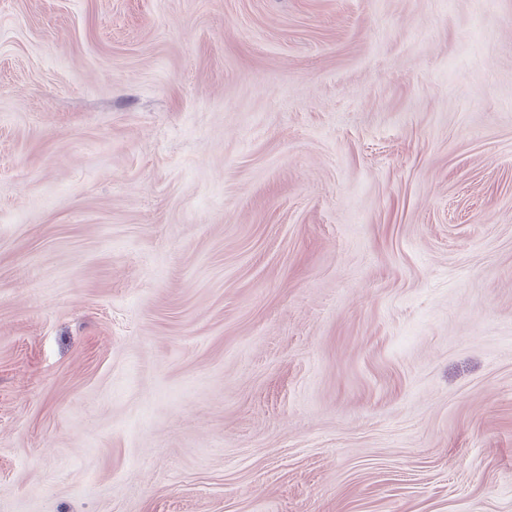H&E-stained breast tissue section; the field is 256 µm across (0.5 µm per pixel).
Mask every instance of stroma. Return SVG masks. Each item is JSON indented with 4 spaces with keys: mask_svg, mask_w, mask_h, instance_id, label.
I'll list each match as a JSON object with an SVG mask.
<instances>
[{
    "mask_svg": "<svg viewBox=\"0 0 512 512\" xmlns=\"http://www.w3.org/2000/svg\"><path fill=\"white\" fill-rule=\"evenodd\" d=\"M0 512H512V0H0Z\"/></svg>",
    "mask_w": 512,
    "mask_h": 512,
    "instance_id": "35a3bbf8",
    "label": "stroma"
}]
</instances>
